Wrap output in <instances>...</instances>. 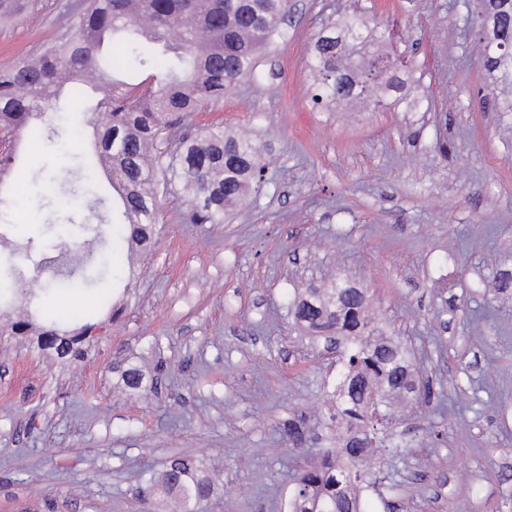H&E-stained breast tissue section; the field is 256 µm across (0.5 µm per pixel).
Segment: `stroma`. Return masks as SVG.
<instances>
[{"mask_svg": "<svg viewBox=\"0 0 512 512\" xmlns=\"http://www.w3.org/2000/svg\"><path fill=\"white\" fill-rule=\"evenodd\" d=\"M77 2L38 0L0 26V69L66 35ZM351 15L386 27L416 105L314 102L313 38ZM280 29L254 77L189 119L262 147L259 190L223 223H187L175 188L159 200L152 251L133 253L112 226L106 172L98 207L84 198L94 97L60 102L80 121V154H60L35 126L16 143L0 197L21 187L25 203L0 220L27 246L31 273L60 250L111 247L122 309L101 308L87 265L86 287L49 301L97 322L84 359L62 363L33 333L0 335V512H175L159 486L175 452L210 464L206 512H287L299 462L323 446L320 402L336 379L330 357L307 351L287 299L339 280L365 291L434 391L393 402L405 448L372 460L368 512H512V293L496 289L512 274V112L486 105L497 89L475 4L290 0ZM130 368L139 388L123 381ZM294 424L306 435L298 451Z\"/></svg>", "mask_w": 512, "mask_h": 512, "instance_id": "35a3bbf8", "label": "stroma"}]
</instances>
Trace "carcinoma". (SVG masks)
I'll return each mask as SVG.
<instances>
[{
	"instance_id": "1",
	"label": "carcinoma",
	"mask_w": 512,
	"mask_h": 512,
	"mask_svg": "<svg viewBox=\"0 0 512 512\" xmlns=\"http://www.w3.org/2000/svg\"><path fill=\"white\" fill-rule=\"evenodd\" d=\"M485 70L512 86V0H480ZM34 8V0H0V22ZM288 0H85L73 32L48 44L35 58L0 70V174L14 164L13 142L32 119L49 118L47 139L59 132L57 96L70 83L94 76L103 97L91 112L97 128L95 150L121 201L118 231L135 248L152 247L160 221L159 196L178 187L188 197L192 224H222L224 213L261 182L264 163L246 137L221 126L187 129V118L231 93L233 83L251 76L280 35ZM128 47L137 36L180 52L135 57L151 75L126 83L112 77L106 37ZM386 29L346 17L315 38L310 68L319 93L332 103L374 98L379 89L407 95L395 76L396 59L380 52ZM288 314L316 341L336 338L341 362L330 421L345 430L343 448L328 441L319 460L301 466L288 499L289 512H364L360 489L371 480V457L403 441L388 436L395 417L391 395L416 392L410 352L368 314L365 293L348 282L328 291L308 288L288 302ZM96 324L81 314L46 315L38 347L61 358L85 355ZM163 483L177 497V512H200L213 494L203 463L172 456Z\"/></svg>"
}]
</instances>
